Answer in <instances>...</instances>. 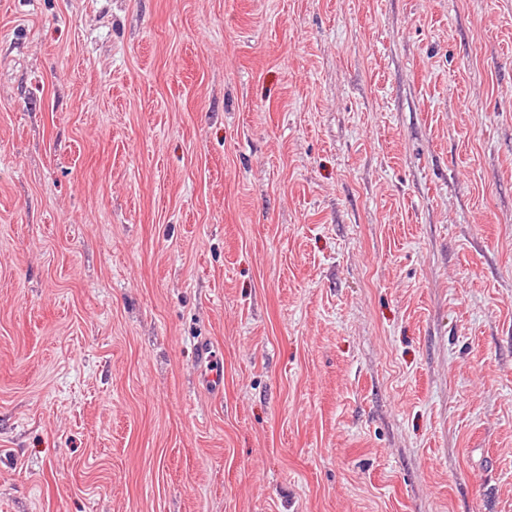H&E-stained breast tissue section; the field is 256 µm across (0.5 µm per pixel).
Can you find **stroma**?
<instances>
[{
  "mask_svg": "<svg viewBox=\"0 0 512 512\" xmlns=\"http://www.w3.org/2000/svg\"><path fill=\"white\" fill-rule=\"evenodd\" d=\"M0 512H512V0H0ZM198 352L201 360L207 363V371L203 374V384L212 389H219L223 381V369L214 365L215 359L212 355L210 343L206 338L199 340Z\"/></svg>",
  "mask_w": 512,
  "mask_h": 512,
  "instance_id": "35a3bbf8",
  "label": "stroma"
}]
</instances>
